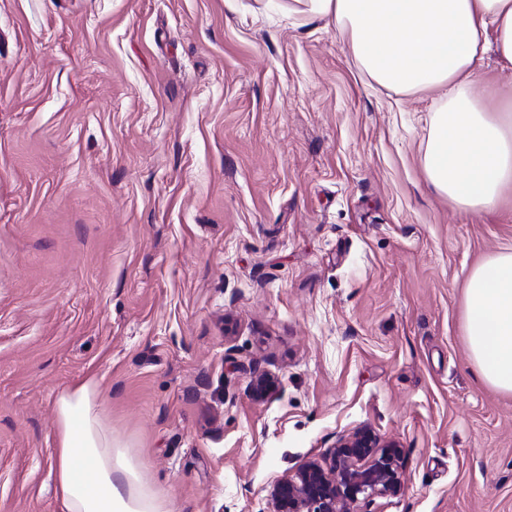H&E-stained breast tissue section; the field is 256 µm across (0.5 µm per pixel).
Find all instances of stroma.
<instances>
[{
  "mask_svg": "<svg viewBox=\"0 0 512 512\" xmlns=\"http://www.w3.org/2000/svg\"><path fill=\"white\" fill-rule=\"evenodd\" d=\"M288 2L0 0V512H59L86 378L175 512H273L363 429L402 489L350 512H512V395L461 316L512 193L438 192L437 94Z\"/></svg>",
  "mask_w": 512,
  "mask_h": 512,
  "instance_id": "stroma-1",
  "label": "stroma"
}]
</instances>
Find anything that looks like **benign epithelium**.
I'll use <instances>...</instances> for the list:
<instances>
[{
    "mask_svg": "<svg viewBox=\"0 0 512 512\" xmlns=\"http://www.w3.org/2000/svg\"><path fill=\"white\" fill-rule=\"evenodd\" d=\"M331 463H311L296 478L277 482L271 491L276 512H350L348 503L396 495L401 489L396 442L368 431L341 438Z\"/></svg>",
    "mask_w": 512,
    "mask_h": 512,
    "instance_id": "1",
    "label": "benign epithelium"
}]
</instances>
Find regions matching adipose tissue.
<instances>
[{
    "label": "adipose tissue",
    "mask_w": 512,
    "mask_h": 512,
    "mask_svg": "<svg viewBox=\"0 0 512 512\" xmlns=\"http://www.w3.org/2000/svg\"><path fill=\"white\" fill-rule=\"evenodd\" d=\"M288 10L334 23L379 84L437 91L422 157L428 181L466 212L497 206L512 186V85L486 90L481 64L490 52L512 64V0H290ZM463 328L479 380L512 395V243L472 267ZM55 413L50 467L61 512H173L113 437L95 379L62 391Z\"/></svg>",
    "instance_id": "1"
}]
</instances>
